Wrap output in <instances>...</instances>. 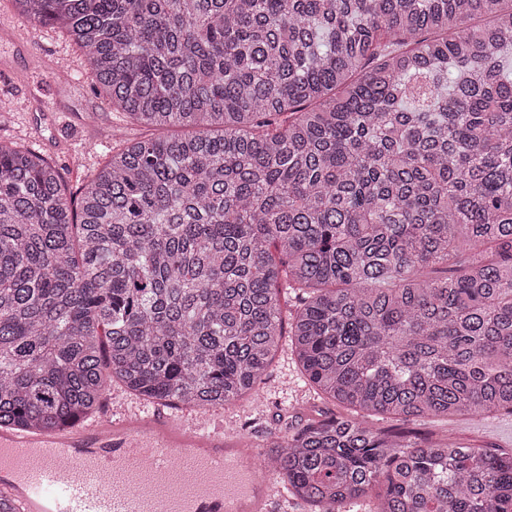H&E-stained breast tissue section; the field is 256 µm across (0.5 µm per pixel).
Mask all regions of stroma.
Here are the masks:
<instances>
[{
  "mask_svg": "<svg viewBox=\"0 0 512 512\" xmlns=\"http://www.w3.org/2000/svg\"><path fill=\"white\" fill-rule=\"evenodd\" d=\"M80 51L58 29L28 23L10 0H0V98L14 108L0 112V142L29 148L62 174L69 193H79L89 177L122 141L147 137L145 128L116 112L86 77ZM332 401L306 382L288 344H281L268 376L255 395L212 410L185 409L186 418H201L224 432L244 435L265 448L270 432L287 434L309 420L339 413ZM377 427H404L432 438L512 451V416L373 419Z\"/></svg>",
  "mask_w": 512,
  "mask_h": 512,
  "instance_id": "stroma-1",
  "label": "stroma"
}]
</instances>
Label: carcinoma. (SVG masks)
<instances>
[{"mask_svg":"<svg viewBox=\"0 0 512 512\" xmlns=\"http://www.w3.org/2000/svg\"><path fill=\"white\" fill-rule=\"evenodd\" d=\"M12 2L154 135L77 202L0 143V429L220 408L286 335L348 410L265 452L313 512H512V453L367 421L512 414V0Z\"/></svg>","mask_w":512,"mask_h":512,"instance_id":"1","label":"carcinoma"}]
</instances>
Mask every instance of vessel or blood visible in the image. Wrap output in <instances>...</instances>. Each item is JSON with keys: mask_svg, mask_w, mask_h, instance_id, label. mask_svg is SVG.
<instances>
[{"mask_svg": "<svg viewBox=\"0 0 512 512\" xmlns=\"http://www.w3.org/2000/svg\"><path fill=\"white\" fill-rule=\"evenodd\" d=\"M202 447L211 456L200 495L222 497L229 512L243 499L249 512H274L270 489L254 495L245 485L223 487L221 468L235 460L244 440L188 426L162 411L120 419L107 413L48 435L0 431V497L15 501L20 512H192L167 494L166 483L181 457ZM143 448L148 489L126 465Z\"/></svg>", "mask_w": 512, "mask_h": 512, "instance_id": "b4317fda", "label": "vessel or blood"}]
</instances>
